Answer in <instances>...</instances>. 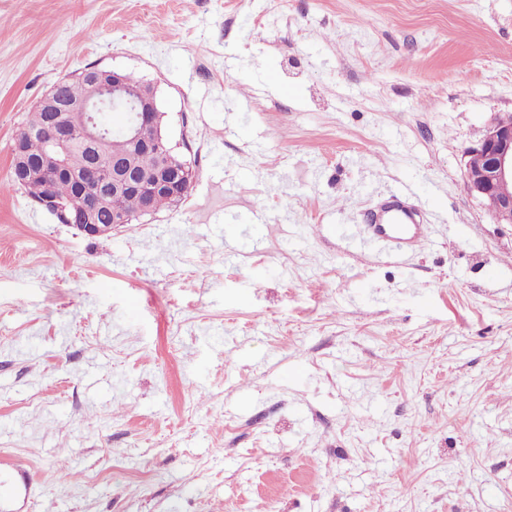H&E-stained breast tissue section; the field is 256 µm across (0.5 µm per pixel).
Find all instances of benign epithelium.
Returning a JSON list of instances; mask_svg holds the SVG:
<instances>
[{"instance_id": "obj_1", "label": "benign epithelium", "mask_w": 512, "mask_h": 512, "mask_svg": "<svg viewBox=\"0 0 512 512\" xmlns=\"http://www.w3.org/2000/svg\"><path fill=\"white\" fill-rule=\"evenodd\" d=\"M87 94L80 102L63 99L56 83L39 101L49 112L44 128L47 151L42 161L32 164L20 149L12 153V166L19 181L30 176L43 178L52 186L61 178L71 179L77 195L67 202L73 212L69 224L88 237L106 235L130 219L114 217L111 224H100L97 214L110 208L123 192L144 194L141 214L153 212L151 193L165 192L173 197L185 196L194 180L193 168L176 161L169 139L162 132L154 90L146 86L132 88L119 70L98 66L84 72ZM111 97H126L133 104L134 116L126 127L129 140L140 150L153 151L163 158L159 171L147 173L137 168L132 158L111 156L106 139L97 129L93 111ZM89 150V159L78 173L70 167V155L77 143ZM464 180L468 192L485 201L496 199L491 213L498 224H512V196L499 195L502 185L512 183V117L496 118L484 137L464 152Z\"/></svg>"}]
</instances>
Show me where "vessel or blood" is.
Masks as SVG:
<instances>
[{
	"label": "vessel or blood",
	"mask_w": 512,
	"mask_h": 512,
	"mask_svg": "<svg viewBox=\"0 0 512 512\" xmlns=\"http://www.w3.org/2000/svg\"><path fill=\"white\" fill-rule=\"evenodd\" d=\"M423 218L404 190L379 198L368 210L365 240L398 252L418 250L426 238ZM31 493V479L19 471L0 480V512H20Z\"/></svg>",
	"instance_id": "b4317fda"
}]
</instances>
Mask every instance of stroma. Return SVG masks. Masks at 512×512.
I'll use <instances>...</instances> for the list:
<instances>
[{
  "label": "stroma",
  "instance_id": "1",
  "mask_svg": "<svg viewBox=\"0 0 512 512\" xmlns=\"http://www.w3.org/2000/svg\"><path fill=\"white\" fill-rule=\"evenodd\" d=\"M98 65L153 82L179 205L90 238L0 194V460L28 512H512V0H0V183ZM405 187L411 257L345 232ZM464 180L468 192L482 200L496 198L490 207L496 223L512 224V196L499 195L503 184L512 183V117L496 118L484 137L464 152Z\"/></svg>",
  "mask_w": 512,
  "mask_h": 512
}]
</instances>
